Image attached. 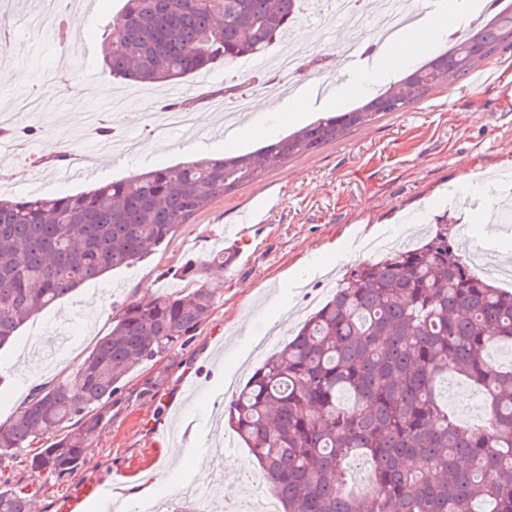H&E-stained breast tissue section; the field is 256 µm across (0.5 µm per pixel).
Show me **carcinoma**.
I'll return each mask as SVG.
<instances>
[{
  "instance_id": "cac0c4a2",
  "label": "carcinoma",
  "mask_w": 512,
  "mask_h": 512,
  "mask_svg": "<svg viewBox=\"0 0 512 512\" xmlns=\"http://www.w3.org/2000/svg\"><path fill=\"white\" fill-rule=\"evenodd\" d=\"M300 0H125L106 43L109 76L141 83L189 77L264 51L292 25ZM512 42V8L467 38L404 65L392 88L256 151L158 168L63 197L0 199V347L38 311L84 282L156 252L211 201L290 157L310 154L378 112H401L472 71ZM202 264L167 273L184 295L131 301L66 379L35 388L0 423V458L33 448L32 467L61 479L84 461L126 377L186 345L215 304ZM512 344V292L474 274L442 224L411 249L350 271L283 349L235 394L227 425L257 461L281 512H512V359L485 349ZM461 377L486 398L485 418L461 425L437 382ZM60 430L51 443L43 437ZM366 457L370 490L353 495L345 470ZM0 512H30L24 487L0 489Z\"/></svg>"
}]
</instances>
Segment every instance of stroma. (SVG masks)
I'll list each match as a JSON object with an SVG mask.
<instances>
[{"mask_svg":"<svg viewBox=\"0 0 512 512\" xmlns=\"http://www.w3.org/2000/svg\"><path fill=\"white\" fill-rule=\"evenodd\" d=\"M120 6V0H78L69 37L79 46L76 54H64L47 30L13 38L0 51V67L13 74L11 83L0 86V108L40 95L53 101L48 123L18 115V125L40 126L41 133L0 152L1 196L72 195L143 169L245 153L323 116L316 99L300 112H259L251 122L252 138L215 134L224 123L218 99L225 86L246 80L220 63L205 76L182 81L194 90L191 112L210 113V124L192 134L172 128L155 141L143 129L132 98L113 126L140 146L155 142V149L133 155L98 150L84 123L71 120V92L81 90L85 113L110 111L109 93L118 83L105 74L101 51ZM345 28L331 17L298 18L303 42L331 69ZM489 62L497 83L478 88L466 79L435 89L406 111L369 117L314 153L290 158L214 200L154 254L83 284L24 324L0 347L12 378L28 369L43 336L60 332L82 340L62 365L0 389L1 423L20 410L33 388L67 378L110 330L113 310L139 299L141 283L156 294L183 291L185 281L167 275V268L189 259L204 261L212 249L223 247L243 213H257L259 224L248 231L237 266L209 272L216 303L196 335L130 374L106 428L85 451V465L56 481L25 457L0 460V486L31 488L32 512H94L86 489L98 482H112L129 504L151 479L169 490L217 474L224 499L234 501L240 512H251L255 499L269 493L257 479L256 461L232 434L209 438L206 425L223 415L235 388L293 337L351 268L380 259L381 249L353 251L352 241L388 237L407 246L444 224L454 240L467 245L478 275L489 272L477 259L485 252L501 269L499 287L512 285L505 275L512 267V214L480 190L483 181L512 176V46L500 47ZM60 142L73 147L82 176L60 177V163L46 151L48 144ZM475 211L486 213L489 224L466 221ZM287 278L288 289L282 286ZM89 296L100 299L101 309L89 310Z\"/></svg>","mask_w":512,"mask_h":512,"instance_id":"stroma-1","label":"stroma"}]
</instances>
